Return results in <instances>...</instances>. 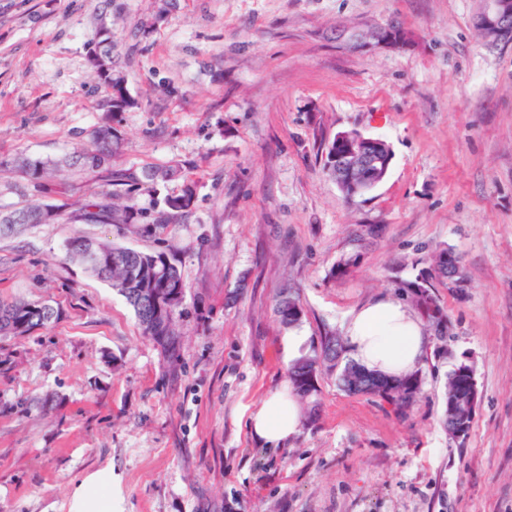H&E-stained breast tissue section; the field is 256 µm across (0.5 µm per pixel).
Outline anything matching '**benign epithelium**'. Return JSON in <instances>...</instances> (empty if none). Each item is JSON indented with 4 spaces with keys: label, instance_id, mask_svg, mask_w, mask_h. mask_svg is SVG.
Segmentation results:
<instances>
[{
    "label": "benign epithelium",
    "instance_id": "benign-epithelium-1",
    "mask_svg": "<svg viewBox=\"0 0 512 512\" xmlns=\"http://www.w3.org/2000/svg\"><path fill=\"white\" fill-rule=\"evenodd\" d=\"M512 15V0H483L474 17L477 27L484 30L494 45H512V27L505 18ZM365 45L403 47V42L388 35V29L377 28L361 34ZM340 150L333 168L334 180L346 197L353 200L371 192L387 175L389 145L377 138L364 136L357 130L336 133Z\"/></svg>",
    "mask_w": 512,
    "mask_h": 512
}]
</instances>
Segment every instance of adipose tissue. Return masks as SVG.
Segmentation results:
<instances>
[{
	"label": "adipose tissue",
	"mask_w": 512,
	"mask_h": 512,
	"mask_svg": "<svg viewBox=\"0 0 512 512\" xmlns=\"http://www.w3.org/2000/svg\"><path fill=\"white\" fill-rule=\"evenodd\" d=\"M344 339L355 361L389 376L414 371L426 352L420 321L390 298L376 299L354 311ZM301 424L302 406L293 393L284 390L273 394L249 418L253 435L271 445L297 436Z\"/></svg>",
	"instance_id": "1"
}]
</instances>
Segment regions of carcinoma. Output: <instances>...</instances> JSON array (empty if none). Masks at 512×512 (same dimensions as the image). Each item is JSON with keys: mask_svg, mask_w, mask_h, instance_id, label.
<instances>
[{"mask_svg": "<svg viewBox=\"0 0 512 512\" xmlns=\"http://www.w3.org/2000/svg\"><path fill=\"white\" fill-rule=\"evenodd\" d=\"M94 67L103 82L112 89V111L118 112L132 104L124 88V77L113 73L112 35L104 38L100 56L93 59ZM119 143L112 134V127L101 126L94 131L92 143L75 150L64 159L68 166L81 171L97 170L105 167L101 155L117 150ZM17 166L34 182L49 180L59 163L30 157H22ZM191 195L185 193L166 200L168 220L174 221L190 206ZM47 206L31 205L15 209L9 214H0V234L11 230L6 224L7 216L20 215L23 224H42ZM78 215L93 224H126L130 220V206L119 204L103 196H94L81 204ZM88 238L76 234L66 242V254L69 259L83 263V253ZM99 255L97 261L88 269L92 275L109 283L132 308L135 317L147 333L145 323L155 314V303L163 304L166 315L156 319L154 332L150 339L165 349L175 350L179 334L175 328L176 309L184 297L185 286L180 272L171 261L154 268L144 264L149 254L109 242H97ZM465 282L464 267L460 258L452 251L443 248L431 257L426 270L415 279L404 283L407 296L418 308L427 303H437L434 288L448 281ZM274 312L285 327L298 325L304 315L300 300L289 290L278 296ZM57 317V312L47 303H35L17 300L0 303V333L23 335L37 327H45ZM345 346L341 337L327 332L320 337L314 354L298 359L289 369V380L294 393L301 403L307 405L308 417L315 415L317 402L313 400L317 387L311 377L322 372H336L340 386L349 393L378 397L396 411H404L416 401L421 388V370L416 369L402 378H388L365 369L352 359L344 358ZM475 412L461 414L455 418L443 416L446 431L460 428L469 434Z\"/></svg>", "mask_w": 512, "mask_h": 512, "instance_id": "cac0c4a2", "label": "carcinoma"}]
</instances>
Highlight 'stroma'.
Here are the masks:
<instances>
[{
    "instance_id": "stroma-1",
    "label": "stroma",
    "mask_w": 512,
    "mask_h": 512,
    "mask_svg": "<svg viewBox=\"0 0 512 512\" xmlns=\"http://www.w3.org/2000/svg\"><path fill=\"white\" fill-rule=\"evenodd\" d=\"M481 0H0V211L61 216L0 236V301L58 316L0 335V512H70L76 484L111 468L112 512H512V45L473 25ZM396 25L402 49L360 46ZM131 106L92 63L103 29ZM112 126L111 170L36 185L14 166L57 160ZM357 130L392 161L347 200L321 143ZM165 169L151 183L142 170ZM191 191L178 222L166 198ZM130 224L71 221L90 196ZM174 261L185 286L175 354L143 336L112 287L65 256L73 234ZM464 262L437 286L446 352L430 339L405 413L317 376L314 422L271 448L249 416L288 386L273 311L304 310L312 352L352 311L405 299L436 250ZM473 369L464 443L442 425L448 374ZM274 312L280 323L288 328L298 325L304 315L299 298L288 289H284L278 296Z\"/></svg>"
}]
</instances>
